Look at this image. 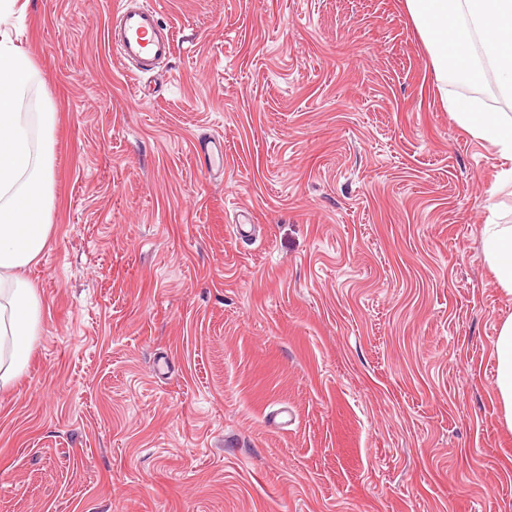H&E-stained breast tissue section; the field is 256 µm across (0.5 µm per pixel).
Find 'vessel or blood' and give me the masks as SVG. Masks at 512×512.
<instances>
[{
	"instance_id": "b4317fda",
	"label": "vessel or blood",
	"mask_w": 512,
	"mask_h": 512,
	"mask_svg": "<svg viewBox=\"0 0 512 512\" xmlns=\"http://www.w3.org/2000/svg\"><path fill=\"white\" fill-rule=\"evenodd\" d=\"M115 13L120 18L119 27L110 37L114 53L124 67L147 72L169 57L172 35L161 24L154 7L132 8L128 0H118ZM192 151L194 155L206 156L210 167L224 165V140L221 137L194 144Z\"/></svg>"
}]
</instances>
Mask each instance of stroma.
Segmentation results:
<instances>
[{"label": "stroma", "mask_w": 512, "mask_h": 512, "mask_svg": "<svg viewBox=\"0 0 512 512\" xmlns=\"http://www.w3.org/2000/svg\"><path fill=\"white\" fill-rule=\"evenodd\" d=\"M114 2L0 24L23 111L55 115L0 512H512L483 248L512 166L448 111L405 0H155L174 49L141 76ZM192 151L195 157L207 156L209 162L207 170L213 171L215 167L224 169V139L220 136L213 137L205 143H194Z\"/></svg>", "instance_id": "stroma-1"}]
</instances>
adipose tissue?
<instances>
[{
	"mask_svg": "<svg viewBox=\"0 0 512 512\" xmlns=\"http://www.w3.org/2000/svg\"><path fill=\"white\" fill-rule=\"evenodd\" d=\"M34 74L28 55L0 32V388L25 369L41 325L38 292L19 275L46 249L50 233L46 155L35 149L30 116L17 109ZM484 252L512 293V225H487ZM495 352L501 422L512 430V317L499 327Z\"/></svg>",
	"mask_w": 512,
	"mask_h": 512,
	"instance_id": "adipose-tissue-1",
	"label": "adipose tissue"
}]
</instances>
